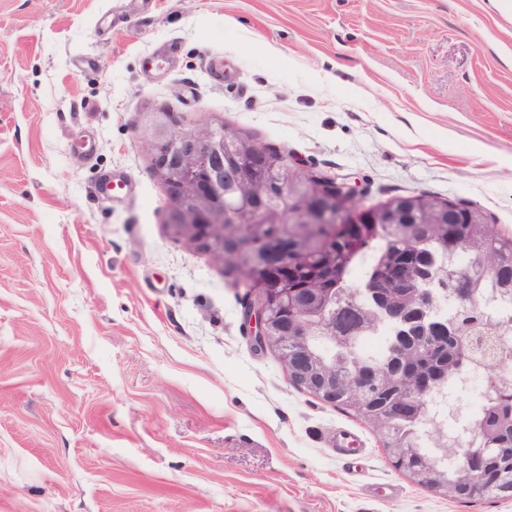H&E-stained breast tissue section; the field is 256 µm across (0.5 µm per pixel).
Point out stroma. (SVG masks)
<instances>
[{
    "instance_id": "obj_1",
    "label": "stroma",
    "mask_w": 512,
    "mask_h": 512,
    "mask_svg": "<svg viewBox=\"0 0 512 512\" xmlns=\"http://www.w3.org/2000/svg\"><path fill=\"white\" fill-rule=\"evenodd\" d=\"M161 112L512 235L501 0H0V512H512L256 349L255 293L163 223ZM474 468V465L470 462L468 466L464 465L462 467L461 475L453 487L454 498L466 499L485 493L486 488L473 476Z\"/></svg>"
}]
</instances>
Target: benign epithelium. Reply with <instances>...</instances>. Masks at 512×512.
<instances>
[{"label": "benign epithelium", "mask_w": 512, "mask_h": 512, "mask_svg": "<svg viewBox=\"0 0 512 512\" xmlns=\"http://www.w3.org/2000/svg\"><path fill=\"white\" fill-rule=\"evenodd\" d=\"M145 144L151 152L154 172L165 185L168 205L164 224L176 238L189 246L208 252L224 262L226 225L242 220L224 212V198L233 197L235 208L254 210L259 202L279 198L286 206L254 224H302L308 230L310 247L319 251L332 249L336 225L357 222L372 223L373 213L358 203L356 184L347 178H326L312 200L299 199L295 187L311 177L290 160L279 154L283 175L268 182L250 180L224 170L227 148L241 156L250 166H262L274 149L252 139L225 135L223 129L209 125L182 127L164 120L155 121L148 129ZM242 252L251 256L255 270L278 269L281 282L292 281L295 270L293 247L286 238L251 236L240 244ZM448 290V280L428 257L422 246L409 240L405 257L395 262L385 259L376 265L361 285L364 302L362 324L376 319L392 327L391 363L377 367V372L362 370L345 377L323 360H312L307 354L306 341L313 334L314 322L321 315V305L327 296L325 288H281L278 298L284 311L276 316L265 292H260L256 306L245 311L254 324L255 345L278 352L292 384L308 387L322 398L333 401L339 394L355 400L362 396L369 378L378 375L402 387L401 399L375 416L369 410L362 416L378 418L385 423L402 414L415 399L428 405L429 382L410 369L397 364L435 347L436 338L456 334L455 324L439 319L436 289ZM456 458L471 459L474 436L467 425L456 428L453 438ZM474 465L462 467L453 487L454 497L466 499L482 495L486 488L473 476ZM432 488L445 486L443 471L432 461L420 473Z\"/></svg>", "instance_id": "obj_1"}]
</instances>
